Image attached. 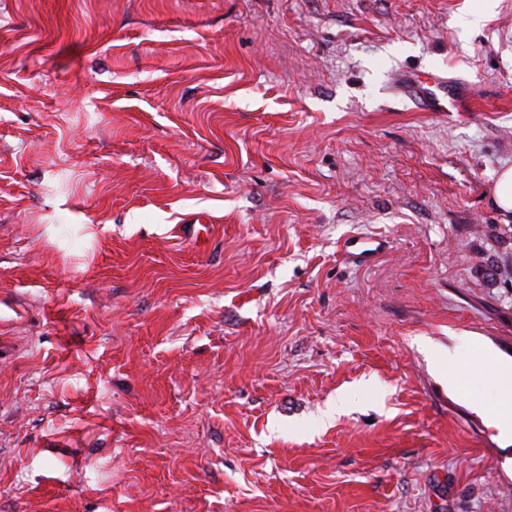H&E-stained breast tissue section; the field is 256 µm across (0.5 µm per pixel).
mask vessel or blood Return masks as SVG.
Returning a JSON list of instances; mask_svg holds the SVG:
<instances>
[{"mask_svg":"<svg viewBox=\"0 0 512 512\" xmlns=\"http://www.w3.org/2000/svg\"><path fill=\"white\" fill-rule=\"evenodd\" d=\"M391 89L408 98L415 108L430 112L459 111L474 96L472 87L459 85L444 73H433L423 80L403 73L397 76Z\"/></svg>","mask_w":512,"mask_h":512,"instance_id":"1","label":"vessel or blood"}]
</instances>
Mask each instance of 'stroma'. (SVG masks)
Listing matches in <instances>:
<instances>
[{
	"instance_id": "35a3bbf8",
	"label": "stroma",
	"mask_w": 512,
	"mask_h": 512,
	"mask_svg": "<svg viewBox=\"0 0 512 512\" xmlns=\"http://www.w3.org/2000/svg\"><path fill=\"white\" fill-rule=\"evenodd\" d=\"M488 4L0 0V512H512ZM391 90L408 98L415 108L430 112H459L475 95L471 86H461L445 73L430 74L426 80L402 73Z\"/></svg>"
}]
</instances>
